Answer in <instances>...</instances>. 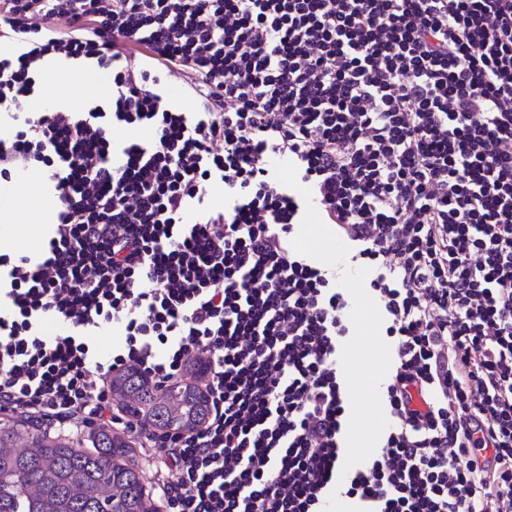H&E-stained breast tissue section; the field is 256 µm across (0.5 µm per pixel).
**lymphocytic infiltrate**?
<instances>
[{
	"label": "lymphocytic infiltrate",
	"instance_id": "lymphocytic-infiltrate-1",
	"mask_svg": "<svg viewBox=\"0 0 512 512\" xmlns=\"http://www.w3.org/2000/svg\"><path fill=\"white\" fill-rule=\"evenodd\" d=\"M2 38L0 179L40 168L58 206L39 255L0 254L1 414L123 426L162 512H512V0H0ZM47 56L111 93L32 111ZM278 156L379 268L391 427L348 470L349 301L291 246L307 202ZM193 360L194 430L113 404L114 373L163 390Z\"/></svg>",
	"mask_w": 512,
	"mask_h": 512
}]
</instances>
